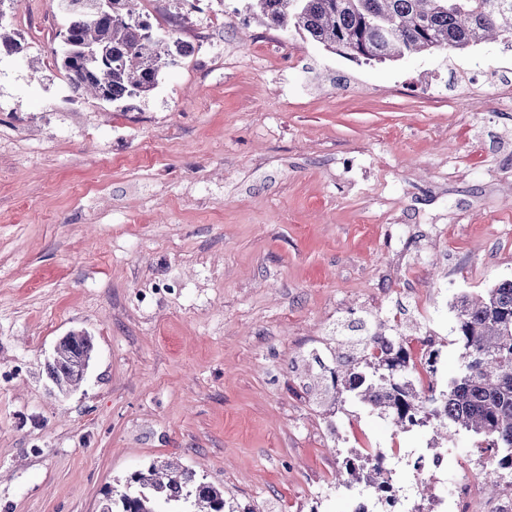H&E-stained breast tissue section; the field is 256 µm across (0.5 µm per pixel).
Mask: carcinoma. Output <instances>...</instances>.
Listing matches in <instances>:
<instances>
[{
	"mask_svg": "<svg viewBox=\"0 0 512 512\" xmlns=\"http://www.w3.org/2000/svg\"><path fill=\"white\" fill-rule=\"evenodd\" d=\"M69 23L59 32L60 70L68 88L86 90L109 105L149 97L162 72L181 64L194 46L154 31L133 0H112V14L98 0H72ZM245 9L269 26H291L327 49L365 63L400 60L435 50L465 52L492 39L512 40V0H244ZM99 55L88 59L85 51ZM0 50L19 54L25 44L0 26ZM462 362L439 390H416L417 367L401 336L365 333L356 348L331 356L333 387L381 411L402 427L432 420L484 439L489 467L484 484L498 496L512 488V280L474 298L455 301ZM93 350L91 337L67 335L61 354L47 364L59 391L83 381ZM236 512L226 508L224 490L194 471L157 462L134 473L119 498L104 494L101 512Z\"/></svg>",
	"mask_w": 512,
	"mask_h": 512,
	"instance_id": "obj_1",
	"label": "carcinoma"
}]
</instances>
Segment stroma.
Segmentation results:
<instances>
[{
	"label": "stroma",
	"mask_w": 512,
	"mask_h": 512,
	"mask_svg": "<svg viewBox=\"0 0 512 512\" xmlns=\"http://www.w3.org/2000/svg\"><path fill=\"white\" fill-rule=\"evenodd\" d=\"M140 9L195 51L125 110L72 98L59 0H0L27 47L0 55V512H100L167 460L236 512H350L336 472L393 446L409 491L448 454L424 512L462 480L487 504L480 438L393 427L310 355L362 318L455 373V296L512 279V49L365 64L224 0ZM63 339L54 347L52 359L61 352ZM93 343L91 337L83 334L67 335L61 354L47 364V374L59 391H69L83 381L82 374L87 373ZM86 364V366H85ZM85 366V370H84Z\"/></svg>",
	"instance_id": "stroma-1"
}]
</instances>
